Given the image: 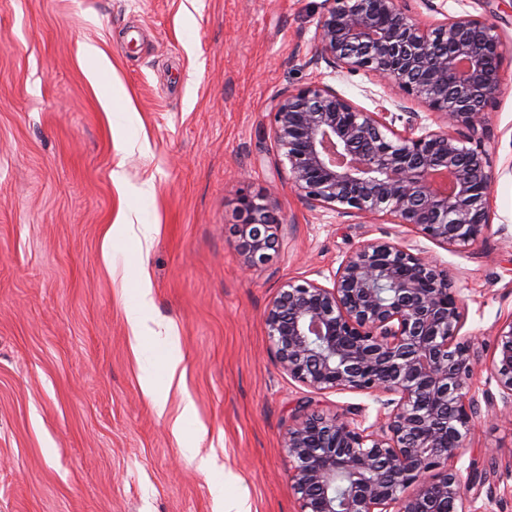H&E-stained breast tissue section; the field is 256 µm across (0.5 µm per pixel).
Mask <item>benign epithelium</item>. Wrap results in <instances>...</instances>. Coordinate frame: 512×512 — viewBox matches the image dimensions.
I'll use <instances>...</instances> for the list:
<instances>
[{
  "label": "benign epithelium",
  "mask_w": 512,
  "mask_h": 512,
  "mask_svg": "<svg viewBox=\"0 0 512 512\" xmlns=\"http://www.w3.org/2000/svg\"><path fill=\"white\" fill-rule=\"evenodd\" d=\"M316 57L333 71L373 74L437 115L422 123L405 101L367 112L327 84L284 89L270 131L291 188L347 216L390 220L450 252L492 223L495 174L479 143L484 110L501 85L504 42L473 15L430 26L401 0H328ZM403 122V128L396 122ZM478 143L468 147L470 141ZM239 247L252 267L277 249L269 205L245 197ZM464 303L454 272L405 241L369 240L346 255L332 285L284 283L264 316L273 355L316 393L367 394L380 404L363 428L306 410L285 448L297 512H467L456 463L480 413L475 338L460 334ZM512 417V314L485 364Z\"/></svg>",
  "instance_id": "obj_1"
}]
</instances>
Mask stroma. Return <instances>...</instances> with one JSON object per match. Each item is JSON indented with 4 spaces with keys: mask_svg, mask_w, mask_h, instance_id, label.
<instances>
[{
    "mask_svg": "<svg viewBox=\"0 0 512 512\" xmlns=\"http://www.w3.org/2000/svg\"><path fill=\"white\" fill-rule=\"evenodd\" d=\"M409 5L482 17L505 44L485 112L493 220L462 252L290 187L269 132L278 92L328 84L370 112L401 96L316 59L327 0H0V512H228L239 495L250 512H297L289 425L308 407L371 423L377 405L290 379L264 313L283 282L329 284L368 240L408 238L453 268L461 332L491 351L512 314V0ZM245 196L274 197L282 241L249 269ZM121 214L154 225L151 242L109 239ZM144 279L149 324L173 344L133 336ZM173 352L184 378L170 389ZM148 380L168 389L165 413ZM495 448H512V422L485 408L457 464L470 512H512Z\"/></svg>",
    "mask_w": 512,
    "mask_h": 512,
    "instance_id": "1",
    "label": "stroma"
}]
</instances>
